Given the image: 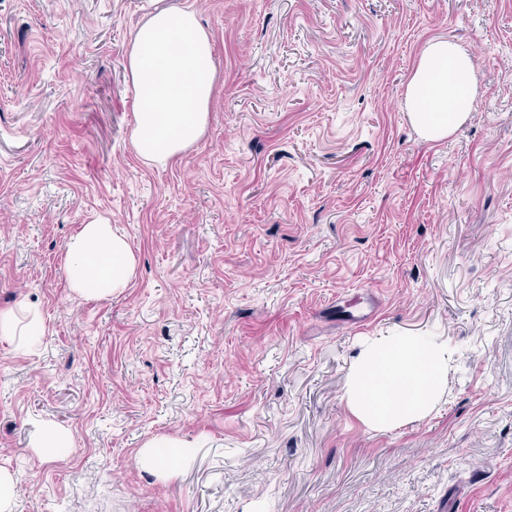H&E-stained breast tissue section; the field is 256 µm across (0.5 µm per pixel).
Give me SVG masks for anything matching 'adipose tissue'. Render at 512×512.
<instances>
[{"instance_id":"obj_1","label":"adipose tissue","mask_w":512,"mask_h":512,"mask_svg":"<svg viewBox=\"0 0 512 512\" xmlns=\"http://www.w3.org/2000/svg\"><path fill=\"white\" fill-rule=\"evenodd\" d=\"M136 104L131 142L145 163L182 156L204 135L217 70L212 38L192 0H154L126 57ZM477 85L465 48L429 40L406 85L403 107L419 135L447 139L473 112ZM138 260L111 225H81L65 245L67 288L88 301L122 294ZM448 383L447 346L417 336L382 338L356 356L345 398L366 426L390 429L427 417Z\"/></svg>"}]
</instances>
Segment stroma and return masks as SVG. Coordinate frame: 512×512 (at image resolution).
<instances>
[{
    "label": "stroma",
    "mask_w": 512,
    "mask_h": 512,
    "mask_svg": "<svg viewBox=\"0 0 512 512\" xmlns=\"http://www.w3.org/2000/svg\"><path fill=\"white\" fill-rule=\"evenodd\" d=\"M218 81L167 165L130 141L150 0H0V468L15 512H512V0H194ZM469 52V119L403 110L432 38ZM102 220L139 259L86 301L65 245ZM434 336L427 418L369 428L362 344ZM51 419L73 445L36 454ZM182 443L172 471L145 443ZM43 321L34 316L26 324L21 325L13 310L0 311V338L14 339L16 336H26L31 341L44 333ZM144 450L140 454V461L142 464L147 466H157V468H163L167 461V455L159 453L158 448L165 451L166 448H183L182 445H177L169 441H152L144 446Z\"/></svg>",
    "instance_id": "35a3bbf8"
}]
</instances>
